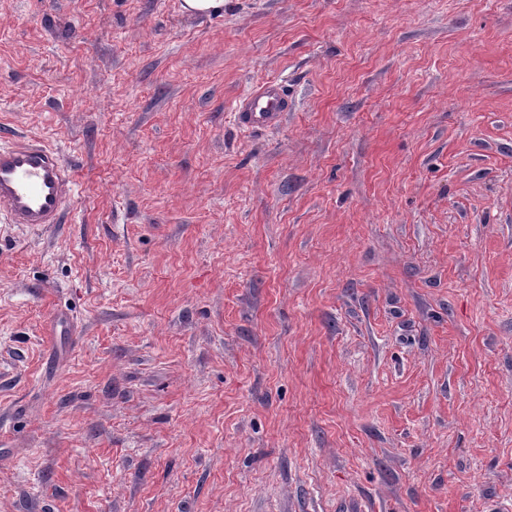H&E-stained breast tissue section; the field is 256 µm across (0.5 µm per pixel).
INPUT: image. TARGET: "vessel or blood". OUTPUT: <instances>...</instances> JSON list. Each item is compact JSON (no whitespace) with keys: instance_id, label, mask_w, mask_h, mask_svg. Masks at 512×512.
Instances as JSON below:
<instances>
[{"instance_id":"b4317fda","label":"vessel or blood","mask_w":512,"mask_h":512,"mask_svg":"<svg viewBox=\"0 0 512 512\" xmlns=\"http://www.w3.org/2000/svg\"><path fill=\"white\" fill-rule=\"evenodd\" d=\"M288 109L284 85L267 80L240 102V122L255 129L277 126ZM78 192L71 169L44 144L17 137L0 146V215L13 224L61 223Z\"/></svg>"}]
</instances>
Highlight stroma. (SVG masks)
Returning <instances> with one entry per match:
<instances>
[{"label": "stroma", "instance_id": "stroma-1", "mask_svg": "<svg viewBox=\"0 0 512 512\" xmlns=\"http://www.w3.org/2000/svg\"><path fill=\"white\" fill-rule=\"evenodd\" d=\"M15 134L0 512H512V0H0ZM288 111V95L285 86L276 80H267L248 93L240 102V122L255 129L277 126ZM77 193L71 169L44 144L16 137L0 146V215L10 224H59Z\"/></svg>", "mask_w": 512, "mask_h": 512}]
</instances>
